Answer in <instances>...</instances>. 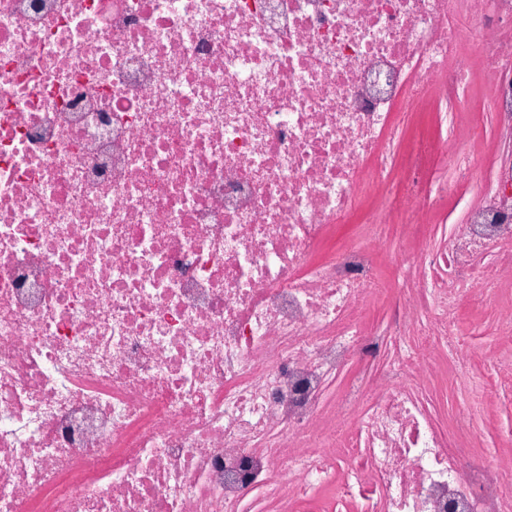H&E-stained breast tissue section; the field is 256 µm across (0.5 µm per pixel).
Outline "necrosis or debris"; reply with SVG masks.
<instances>
[{"mask_svg":"<svg viewBox=\"0 0 512 512\" xmlns=\"http://www.w3.org/2000/svg\"><path fill=\"white\" fill-rule=\"evenodd\" d=\"M472 112L512 133V0H0V512H512L467 446L512 407V142L444 249L383 250ZM495 319V311L485 306L482 308L464 307L459 323L465 331H477L482 334L485 341V349L492 347V327ZM325 510V511H315ZM345 507L337 504L329 490L323 489L316 493L312 501L298 503L293 512H357L353 511V507L348 506L345 511Z\"/></svg>","mask_w":512,"mask_h":512,"instance_id":"1","label":"necrosis or debris"}]
</instances>
